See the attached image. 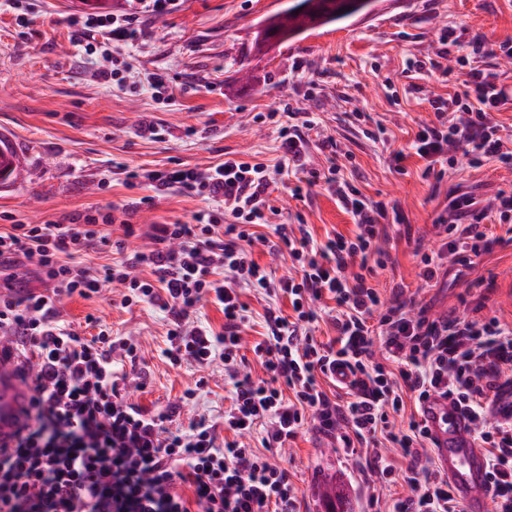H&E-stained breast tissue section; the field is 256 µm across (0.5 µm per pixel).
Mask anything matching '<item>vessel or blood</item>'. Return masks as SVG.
I'll return each instance as SVG.
<instances>
[{
    "label": "vessel or blood",
    "instance_id": "1",
    "mask_svg": "<svg viewBox=\"0 0 512 512\" xmlns=\"http://www.w3.org/2000/svg\"><path fill=\"white\" fill-rule=\"evenodd\" d=\"M31 396V388L17 379L14 358L0 354V450L13 447ZM422 412L436 462L455 497L466 512H486L488 464L468 415L443 395L429 398Z\"/></svg>",
    "mask_w": 512,
    "mask_h": 512
}]
</instances>
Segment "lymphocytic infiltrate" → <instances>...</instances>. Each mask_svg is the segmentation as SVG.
Segmentation results:
<instances>
[{
    "label": "lymphocytic infiltrate",
    "instance_id": "obj_1",
    "mask_svg": "<svg viewBox=\"0 0 512 512\" xmlns=\"http://www.w3.org/2000/svg\"><path fill=\"white\" fill-rule=\"evenodd\" d=\"M127 13H88L73 21L75 46H136L140 16L173 10L178 0H131ZM431 61L454 58L461 89L435 97L432 121L422 124L411 147L426 163V174L443 179L456 164V151L473 162L512 168V136L499 119L512 106V88L486 65L487 57H512V41L490 47L476 39L460 45L444 34ZM279 131L282 162L225 156L203 168L129 171L159 191L201 197L206 206L192 223L151 225L149 251H134L118 263L95 270L75 261L79 252L108 244L112 215L78 214L42 224L11 225L0 231V281L23 265L36 273L41 291L0 292V339L23 358L22 374L34 395L13 452L0 454V512H299L298 490L288 471L266 452L282 448L308 423L345 448L386 440L408 458L407 495L393 500L391 512H462L435 466L425 465L431 442L423 417L411 414L396 429L393 414L406 399L422 405L431 394L452 398L470 418L474 437L489 465L487 492L495 512H512V421L496 418L491 407L501 379L512 372V325L498 319H433L426 306L394 297L382 306L371 279L384 266L376 242L388 224H403L399 208L362 195L340 175L334 139L322 143L331 158L326 171L306 170L313 119L294 121ZM305 170L304 186L324 183L353 219L356 231L314 240L306 225L274 224L269 189L276 176ZM512 223V189L498 190L493 203L480 205L468 193L450 197L435 220L439 249L420 255L424 282L437 279L447 256L468 261L490 251L494 240L485 220ZM273 237L276 251L297 266L293 276L274 278L253 258L254 242ZM145 266L149 276L134 270ZM126 288L122 306L146 303L167 315L171 364L208 365L222 360L233 382L224 412L229 440L215 425L199 420L173 426L172 411L154 412L130 402L127 376L114 365L115 350L137 361L130 340L106 332L81 337L61 319L63 297H90L101 284ZM266 300L259 340L252 352L266 375L242 373V333L252 317L243 291ZM287 298L291 315L278 306ZM336 303L333 337L312 333L320 305ZM224 312L214 333L195 321L202 303ZM260 448L246 444L255 428Z\"/></svg>",
    "mask_w": 512,
    "mask_h": 512
}]
</instances>
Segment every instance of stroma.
<instances>
[{"instance_id": "35a3bbf8", "label": "stroma", "mask_w": 512, "mask_h": 512, "mask_svg": "<svg viewBox=\"0 0 512 512\" xmlns=\"http://www.w3.org/2000/svg\"><path fill=\"white\" fill-rule=\"evenodd\" d=\"M290 0H180L177 8L144 17V36L131 49L130 68L122 83L100 78L111 68L112 55L97 49L86 54L74 45L73 16L84 13L83 0H36L26 25L14 11L0 8V137L19 163L17 177L0 184V227L17 219L27 224L54 221L69 214H112L111 243L81 253L90 267L109 265L131 251H145L149 225L188 222L203 201L181 193L154 195L147 184L128 187L121 167L131 169L205 168L232 153L277 165L278 127L266 115L291 107L316 122L310 133L306 165L324 169L322 140L333 138L344 153L342 175L363 195L395 202L414 237L437 247L432 225L448 204V191L461 186L483 202L512 185V170L493 163L474 168L459 158L442 182L424 177L425 163L408 153L404 172L393 169V151L407 150L420 123L432 120V98L447 96L459 73L410 70L415 60H429L441 49L440 36L453 29L462 42L483 37L487 43L512 40V0H378L374 12L307 31L272 49L256 51L267 15ZM168 73L167 100L150 86L154 73ZM369 114L383 125L380 140L367 139ZM153 124L155 134L145 133ZM295 176L276 179L272 194L279 209L274 221L303 219L316 241L327 234L351 235L354 224L336 196L314 186L304 199L292 197ZM135 212H127L131 202ZM139 234L125 237L123 223ZM488 235L498 239L490 252L473 258L469 269L448 259L449 274L436 286L424 285L414 247L388 228L378 247L389 252L384 269L372 283L389 302L396 289L426 305L432 317L470 318L476 294L469 280L481 277L489 286L481 318L512 324V240L496 224ZM119 289H104L85 299L72 296L60 315L80 335L107 331L113 338H132L140 348L136 364H124L132 402L150 410L174 408L175 424L204 418L223 423L231 384L224 364L174 366L161 354L168 319L156 306L120 304ZM96 326H87L86 315ZM194 398L184 399L188 388ZM299 492L300 512H325L323 485L342 480L353 512H388L407 485L385 486L360 465L359 454L305 426L285 448L274 451Z\"/></svg>"}]
</instances>
